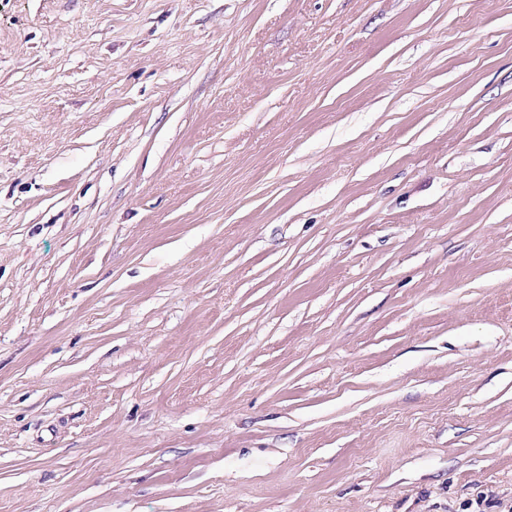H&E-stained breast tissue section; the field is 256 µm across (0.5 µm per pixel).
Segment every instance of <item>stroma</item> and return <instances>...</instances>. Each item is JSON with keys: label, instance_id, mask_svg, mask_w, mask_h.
<instances>
[{"label": "stroma", "instance_id": "stroma-1", "mask_svg": "<svg viewBox=\"0 0 512 512\" xmlns=\"http://www.w3.org/2000/svg\"><path fill=\"white\" fill-rule=\"evenodd\" d=\"M0 512H512V0H0Z\"/></svg>", "mask_w": 512, "mask_h": 512}]
</instances>
